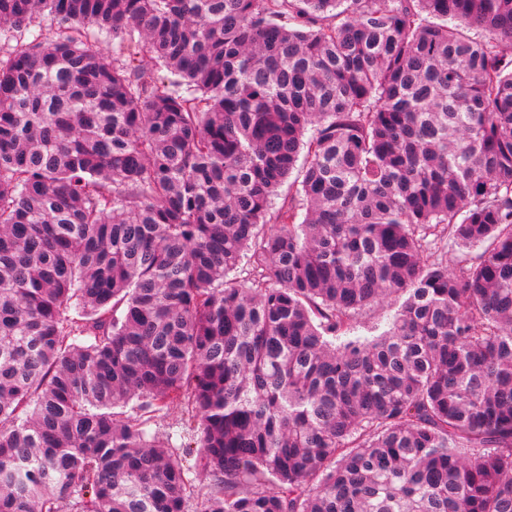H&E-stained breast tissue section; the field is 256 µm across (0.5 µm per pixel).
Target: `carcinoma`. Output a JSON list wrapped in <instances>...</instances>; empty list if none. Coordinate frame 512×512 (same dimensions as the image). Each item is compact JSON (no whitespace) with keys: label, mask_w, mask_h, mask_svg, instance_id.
I'll use <instances>...</instances> for the list:
<instances>
[{"label":"carcinoma","mask_w":512,"mask_h":512,"mask_svg":"<svg viewBox=\"0 0 512 512\" xmlns=\"http://www.w3.org/2000/svg\"><path fill=\"white\" fill-rule=\"evenodd\" d=\"M27 35L0 512H512V0H0Z\"/></svg>","instance_id":"1"}]
</instances>
